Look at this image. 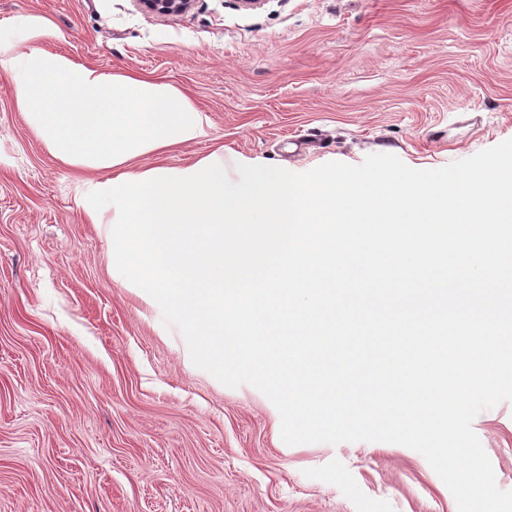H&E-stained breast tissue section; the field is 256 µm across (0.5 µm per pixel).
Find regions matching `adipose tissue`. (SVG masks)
I'll list each match as a JSON object with an SVG mask.
<instances>
[{
  "mask_svg": "<svg viewBox=\"0 0 512 512\" xmlns=\"http://www.w3.org/2000/svg\"><path fill=\"white\" fill-rule=\"evenodd\" d=\"M48 18L0 21V73L28 128L66 166L97 172L99 182L138 174L137 159L200 142L210 125L177 87L117 74L46 51Z\"/></svg>",
  "mask_w": 512,
  "mask_h": 512,
  "instance_id": "ef3b65f1",
  "label": "adipose tissue"
}]
</instances>
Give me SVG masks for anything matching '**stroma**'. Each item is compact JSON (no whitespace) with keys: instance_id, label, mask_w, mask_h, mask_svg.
Instances as JSON below:
<instances>
[{"instance_id":"obj_1","label":"stroma","mask_w":512,"mask_h":512,"mask_svg":"<svg viewBox=\"0 0 512 512\" xmlns=\"http://www.w3.org/2000/svg\"><path fill=\"white\" fill-rule=\"evenodd\" d=\"M50 18L45 49L179 87L218 153L302 173L390 153L437 169L512 139V0H0ZM54 159L0 76V512H457L427 460L384 442L287 445L253 386L196 367L161 311L108 271ZM512 491V403L473 421ZM135 2L146 13L168 16L187 12L193 7L195 0H135Z\"/></svg>"}]
</instances>
